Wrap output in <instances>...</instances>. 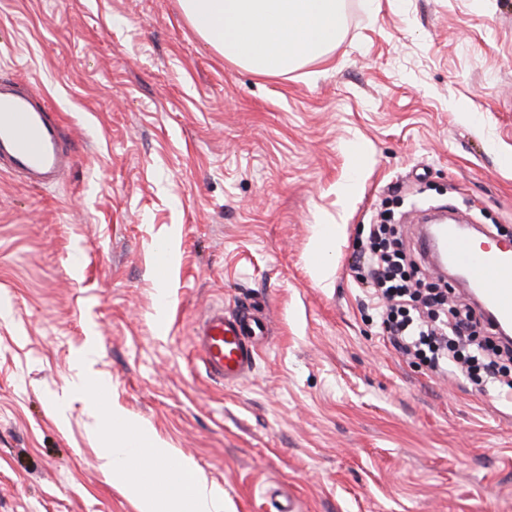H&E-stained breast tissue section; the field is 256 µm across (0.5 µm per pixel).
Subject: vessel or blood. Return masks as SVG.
Wrapping results in <instances>:
<instances>
[{
    "label": "vessel or blood",
    "mask_w": 512,
    "mask_h": 512,
    "mask_svg": "<svg viewBox=\"0 0 512 512\" xmlns=\"http://www.w3.org/2000/svg\"><path fill=\"white\" fill-rule=\"evenodd\" d=\"M1 148L8 151L7 167L28 181L73 164L48 109L37 107L5 78H0ZM424 234L428 250H441L477 286L492 324L512 326V247L471 240L446 224L425 225ZM266 333L261 316L213 307L195 328L193 350L211 377L233 385L252 373L257 342Z\"/></svg>",
    "instance_id": "obj_1"
}]
</instances>
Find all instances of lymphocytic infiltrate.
Listing matches in <instances>:
<instances>
[{
    "mask_svg": "<svg viewBox=\"0 0 512 512\" xmlns=\"http://www.w3.org/2000/svg\"><path fill=\"white\" fill-rule=\"evenodd\" d=\"M362 276L374 296L380 327L393 347L432 371L465 370L484 384L512 389V347L477 339L483 316L470 306L449 307L441 286L422 285L392 224L367 227Z\"/></svg>",
    "mask_w": 512,
    "mask_h": 512,
    "instance_id": "f902f5d3",
    "label": "lymphocytic infiltrate"
}]
</instances>
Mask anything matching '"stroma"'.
<instances>
[{
    "instance_id": "1",
    "label": "stroma",
    "mask_w": 512,
    "mask_h": 512,
    "mask_svg": "<svg viewBox=\"0 0 512 512\" xmlns=\"http://www.w3.org/2000/svg\"><path fill=\"white\" fill-rule=\"evenodd\" d=\"M344 11L324 59L260 77L180 0H0V77L74 157L0 168V512H138L100 467L115 411L224 512H512V405L387 345L358 262L390 199L409 235L433 206L512 234V0ZM215 304L271 322L236 385L192 351Z\"/></svg>"
}]
</instances>
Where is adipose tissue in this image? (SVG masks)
Here are the masks:
<instances>
[{
    "instance_id": "ef3b65f1",
    "label": "adipose tissue",
    "mask_w": 512,
    "mask_h": 512,
    "mask_svg": "<svg viewBox=\"0 0 512 512\" xmlns=\"http://www.w3.org/2000/svg\"><path fill=\"white\" fill-rule=\"evenodd\" d=\"M186 19L225 60L258 76L285 75L303 62L325 57L343 24V0H180ZM112 438L101 451V468L122 483L139 512H223L224 498L207 488L189 464L133 475L127 459L146 449H166L121 417L108 422Z\"/></svg>"
}]
</instances>
